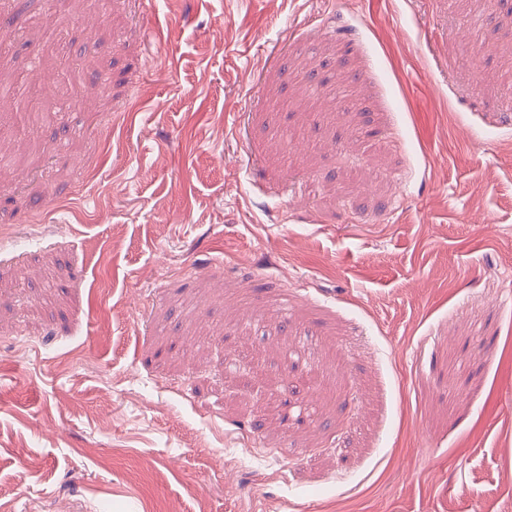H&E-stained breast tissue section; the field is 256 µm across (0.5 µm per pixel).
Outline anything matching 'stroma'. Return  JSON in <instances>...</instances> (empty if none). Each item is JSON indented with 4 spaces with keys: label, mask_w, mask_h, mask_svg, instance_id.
I'll use <instances>...</instances> for the list:
<instances>
[{
    "label": "stroma",
    "mask_w": 512,
    "mask_h": 512,
    "mask_svg": "<svg viewBox=\"0 0 512 512\" xmlns=\"http://www.w3.org/2000/svg\"><path fill=\"white\" fill-rule=\"evenodd\" d=\"M0 17V512L512 501V0Z\"/></svg>",
    "instance_id": "35a3bbf8"
}]
</instances>
